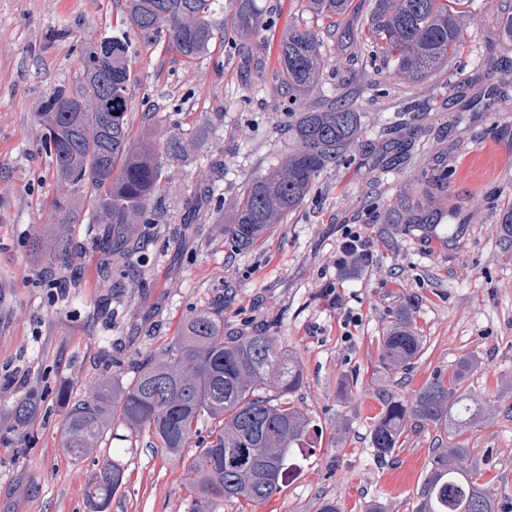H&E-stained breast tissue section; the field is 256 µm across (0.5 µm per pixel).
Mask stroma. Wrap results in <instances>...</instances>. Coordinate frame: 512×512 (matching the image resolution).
Instances as JSON below:
<instances>
[{
	"mask_svg": "<svg viewBox=\"0 0 512 512\" xmlns=\"http://www.w3.org/2000/svg\"><path fill=\"white\" fill-rule=\"evenodd\" d=\"M368 0H351L335 31H324L310 0H254V30L216 36L188 61L167 39L131 38L127 58L132 138L184 143L166 157L156 223L138 224V252L119 265L112 294L100 286L109 228L81 211L74 266L32 250L56 228L60 183L39 114L74 84L83 52L124 27V0H0V512H89L85 493L103 461L128 481L108 512H191L187 461L209 440L201 421L187 448L170 454L114 420L98 450L73 459L60 444L65 399L106 378L129 384L142 362L169 347L189 317L219 311L225 333L261 331L301 370L289 396L316 427L314 445L280 492L248 512H317L323 499L343 512L383 503L414 512L434 449L448 436L408 425L393 457L377 461L371 430L386 402H409L459 357L477 359L468 381L492 411L466 436L493 493L512 498V40L501 0H473L468 32L452 63L415 82L374 66L348 37ZM321 33L319 91L302 108L354 103L359 133L345 158L326 168L304 203L247 250L224 235L257 172L295 144L278 75L290 28ZM472 81L458 88V73ZM409 157L395 164L400 147ZM447 182H440V175ZM218 198L202 199L208 185ZM441 215L437 228L410 226L409 204ZM360 235L364 263L343 265L346 232ZM341 299L330 304L327 285ZM407 311L423 349L409 366L385 365L381 341ZM35 394V424L14 429L13 400Z\"/></svg>",
	"mask_w": 512,
	"mask_h": 512,
	"instance_id": "obj_1",
	"label": "stroma"
}]
</instances>
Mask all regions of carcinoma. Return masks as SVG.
I'll return each mask as SVG.
<instances>
[{
  "label": "carcinoma",
  "mask_w": 512,
  "mask_h": 512,
  "mask_svg": "<svg viewBox=\"0 0 512 512\" xmlns=\"http://www.w3.org/2000/svg\"><path fill=\"white\" fill-rule=\"evenodd\" d=\"M321 19L336 20L351 0H310ZM470 0H370L359 32L371 59L398 77L420 81L458 55L463 19ZM233 24L240 34L252 28L251 0H231ZM214 0H125V22L150 41L164 33L185 59L205 54L214 35ZM319 33L293 29L278 58L282 84L298 98L318 86L325 65ZM128 42L107 36L83 59L75 88L56 89L42 120L51 162L58 179L91 189L93 222L108 224L115 249L101 269L100 286L112 280L114 260H126L131 227L154 221L164 165L154 143L131 142ZM361 122L352 103L330 104L299 113L288 131L298 148L288 159L255 174L224 235L245 250L271 225L297 210L315 180L342 160ZM59 223L71 224L81 203L72 195L53 200ZM33 249L54 262L70 265L80 247L69 235L39 236ZM382 360L405 367L422 351L411 321L400 315L382 338ZM478 362L462 359L448 376H437L415 392L408 404L390 402L371 431L375 457L386 459L397 448L408 423L434 425L451 443L438 449L416 496L415 512H505L480 464L471 459L460 437L485 418L491 405L474 399L464 385ZM281 392L292 393L302 374L290 355L261 333L224 335V318L200 311L185 324L183 335L158 357L144 363L133 383L117 389L106 379L69 403L62 428V448L82 459L99 448L114 411L132 432H147L155 447L177 454L187 447L201 419L215 421L213 438L187 465L192 512H214L222 500L259 503L281 488L301 450L312 447L310 417L288 402L259 394L267 377ZM40 400L17 399L9 412L17 427L38 416ZM127 482L124 467L107 461L86 489L90 512H107L112 494Z\"/></svg>",
  "instance_id": "cac0c4a2"
}]
</instances>
